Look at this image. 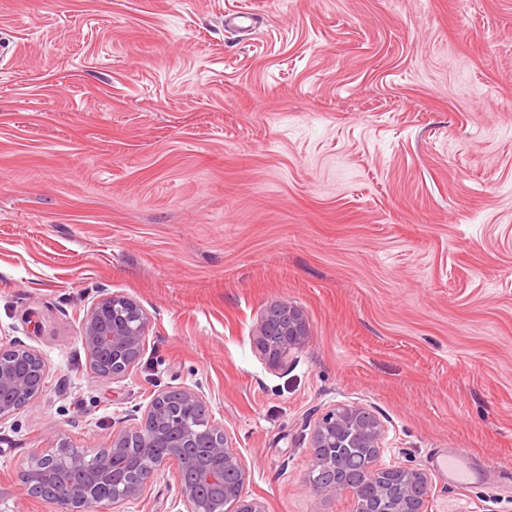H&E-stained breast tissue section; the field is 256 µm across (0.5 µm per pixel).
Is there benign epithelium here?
Masks as SVG:
<instances>
[{"label": "benign epithelium", "mask_w": 512, "mask_h": 512, "mask_svg": "<svg viewBox=\"0 0 512 512\" xmlns=\"http://www.w3.org/2000/svg\"><path fill=\"white\" fill-rule=\"evenodd\" d=\"M148 328V315L136 301L116 294L97 299L84 314L78 336L96 377L127 376L141 358ZM307 335L301 312L278 302L263 314L255 344L272 368L282 369ZM45 384L46 364L36 350L1 346L0 422L33 403ZM204 410L202 396L191 389L161 390L139 424L112 433L92 466L86 465V453L70 452L64 442L30 454L21 470L22 491L52 500L58 512H108L117 503L141 498L153 473L173 462L178 493L189 512H265L246 494L247 469L226 431L204 419ZM383 437L381 422L359 404L328 410L313 427L307 483L325 497L351 493L358 512H427L423 472L377 464ZM351 448L371 449L372 461L353 467ZM62 450L66 463L82 473L75 483H51Z\"/></svg>", "instance_id": "benign-epithelium-1"}]
</instances>
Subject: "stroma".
I'll return each mask as SVG.
<instances>
[{
    "label": "stroma",
    "mask_w": 512,
    "mask_h": 512,
    "mask_svg": "<svg viewBox=\"0 0 512 512\" xmlns=\"http://www.w3.org/2000/svg\"><path fill=\"white\" fill-rule=\"evenodd\" d=\"M1 39L0 345L47 390L0 423V512H55L34 450L97 451L180 388L266 512H353L305 483L352 403L428 512H512V0H0ZM107 293L149 317L114 381L77 339ZM277 301L308 327L284 369L253 339ZM112 512H187L175 469ZM436 466L448 474V480L469 485L478 480V473L471 466L467 456L461 452H454L448 456L437 457Z\"/></svg>",
    "instance_id": "1"
}]
</instances>
